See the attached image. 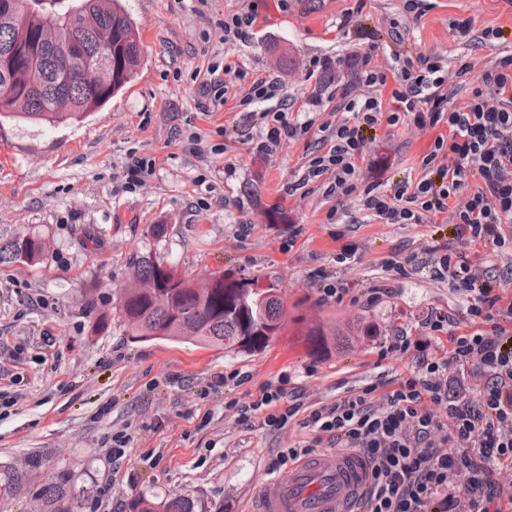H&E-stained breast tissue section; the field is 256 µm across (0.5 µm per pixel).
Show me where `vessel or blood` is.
<instances>
[{"instance_id":"obj_1","label":"vessel or blood","mask_w":512,"mask_h":512,"mask_svg":"<svg viewBox=\"0 0 512 512\" xmlns=\"http://www.w3.org/2000/svg\"><path fill=\"white\" fill-rule=\"evenodd\" d=\"M370 466L357 450L313 455L288 476L266 479L250 512H364Z\"/></svg>"}]
</instances>
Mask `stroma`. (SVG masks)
Instances as JSON below:
<instances>
[{
  "label": "stroma",
  "instance_id": "1",
  "mask_svg": "<svg viewBox=\"0 0 512 512\" xmlns=\"http://www.w3.org/2000/svg\"><path fill=\"white\" fill-rule=\"evenodd\" d=\"M139 31L141 58L132 79L99 111L49 126L0 119V245L29 236L44 245L34 263L0 265V465L19 482L0 494V512H33L41 488L71 472L88 497L75 512H129L138 495L182 493L224 512H248L278 451L308 438L290 423L271 432L238 425L227 407L266 382L290 377L304 405L334 400L337 385L377 382L394 364L379 361L373 341L351 343L329 358L306 355L293 336L296 312L327 328L358 317L386 336L417 327L428 309H447V283L422 271L401 280L390 302L361 310L321 300L317 271H336L342 241L360 259L347 275L360 292L392 255L422 251L443 224L352 225L327 214L321 192L288 196L313 142L268 154L240 135L241 111L206 109L200 86L227 63L279 77L297 103H327L354 74L339 56L390 41L402 0H260L252 35L224 43V16L242 0H121ZM349 26H342L346 13ZM474 29L512 30V0H427L409 36L411 49L455 61L471 53L496 59L497 48L463 45L452 20ZM316 57L331 59V82L308 76ZM197 146H189L188 135ZM432 133L378 128L368 162L389 158L392 179L417 176ZM155 160L152 176L129 182L133 159ZM278 209L271 219L270 209ZM301 226L289 240V224ZM154 224L162 240L148 237ZM249 225L241 235L240 225ZM168 253L198 279L215 273L279 281L288 322L264 351L230 352L166 340L131 339L119 293L145 248ZM108 328L95 330L99 318ZM237 372L244 383L215 386ZM123 455H115V448Z\"/></svg>",
  "mask_w": 512,
  "mask_h": 512
}]
</instances>
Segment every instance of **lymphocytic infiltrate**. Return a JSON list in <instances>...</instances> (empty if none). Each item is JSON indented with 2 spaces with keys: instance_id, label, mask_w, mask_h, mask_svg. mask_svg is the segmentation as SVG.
Returning a JSON list of instances; mask_svg holds the SVG:
<instances>
[{
  "instance_id": "lymphocytic-infiltrate-1",
  "label": "lymphocytic infiltrate",
  "mask_w": 512,
  "mask_h": 512,
  "mask_svg": "<svg viewBox=\"0 0 512 512\" xmlns=\"http://www.w3.org/2000/svg\"><path fill=\"white\" fill-rule=\"evenodd\" d=\"M425 8L424 0H403L389 67L371 51L345 56L356 78L339 93L336 121L293 111L278 79L235 64L200 86L214 106L236 98L265 135L260 151L320 133L324 149L310 155L287 192L317 185L336 200L329 220L351 200L385 224H430L445 215V241L386 260L389 281L364 289L367 306L390 298L392 281L424 268L461 305L430 312L417 333L381 344L380 359L409 357L407 372L346 388L305 415L300 402L286 403L282 379L238 405L237 420L250 424L259 412L264 427L278 431L300 419L312 437L281 451L280 465L322 444L358 450L372 468L366 512H512V484L498 479L512 471V44L501 28L477 31L467 19L453 24L459 39L498 48L492 65L464 54L453 69L432 53L400 52ZM403 125L436 133L420 176L394 183L365 175L372 133Z\"/></svg>"
}]
</instances>
